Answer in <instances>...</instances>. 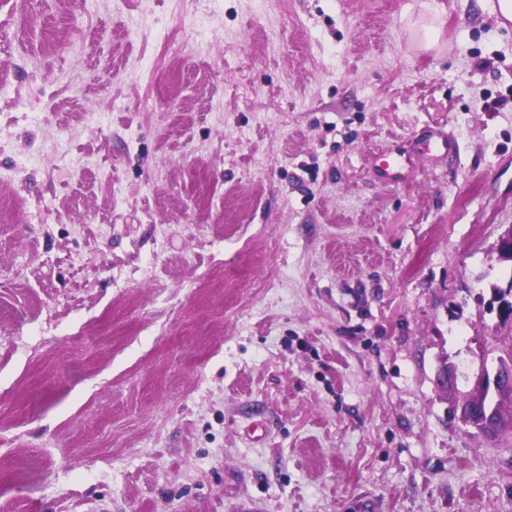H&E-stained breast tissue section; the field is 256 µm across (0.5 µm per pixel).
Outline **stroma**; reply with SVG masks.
I'll return each instance as SVG.
<instances>
[{"label":"stroma","instance_id":"obj_1","mask_svg":"<svg viewBox=\"0 0 512 512\" xmlns=\"http://www.w3.org/2000/svg\"><path fill=\"white\" fill-rule=\"evenodd\" d=\"M511 226L483 0H0V512H512ZM417 160L416 157L395 153L388 160H384L376 169L378 179L386 183H398L403 176V171L412 167Z\"/></svg>","mask_w":512,"mask_h":512}]
</instances>
